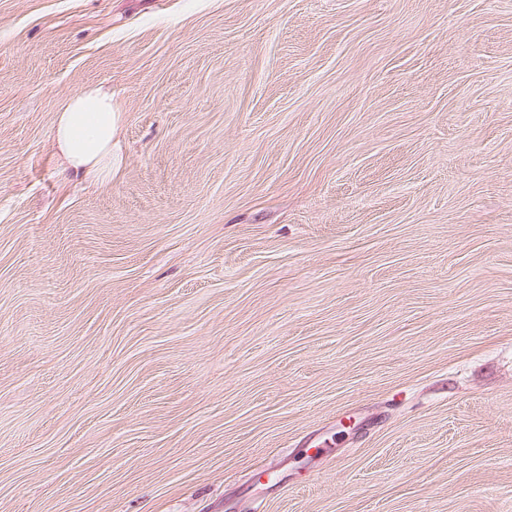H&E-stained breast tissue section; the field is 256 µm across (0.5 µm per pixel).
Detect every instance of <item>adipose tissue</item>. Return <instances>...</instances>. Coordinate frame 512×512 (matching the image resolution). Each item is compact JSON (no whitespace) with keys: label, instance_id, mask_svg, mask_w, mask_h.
<instances>
[{"label":"adipose tissue","instance_id":"1","mask_svg":"<svg viewBox=\"0 0 512 512\" xmlns=\"http://www.w3.org/2000/svg\"><path fill=\"white\" fill-rule=\"evenodd\" d=\"M119 121L111 89L89 84L76 90L53 119L63 171L100 182L111 180L112 141Z\"/></svg>","mask_w":512,"mask_h":512}]
</instances>
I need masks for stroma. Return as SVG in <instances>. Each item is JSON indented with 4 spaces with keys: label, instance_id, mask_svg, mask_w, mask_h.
Returning a JSON list of instances; mask_svg holds the SVG:
<instances>
[{
    "label": "stroma",
    "instance_id": "obj_1",
    "mask_svg": "<svg viewBox=\"0 0 512 512\" xmlns=\"http://www.w3.org/2000/svg\"><path fill=\"white\" fill-rule=\"evenodd\" d=\"M0 512H512V0H0ZM119 121L111 89L89 84L76 90L53 119L61 171L100 182L111 180L112 141Z\"/></svg>",
    "mask_w": 512,
    "mask_h": 512
}]
</instances>
